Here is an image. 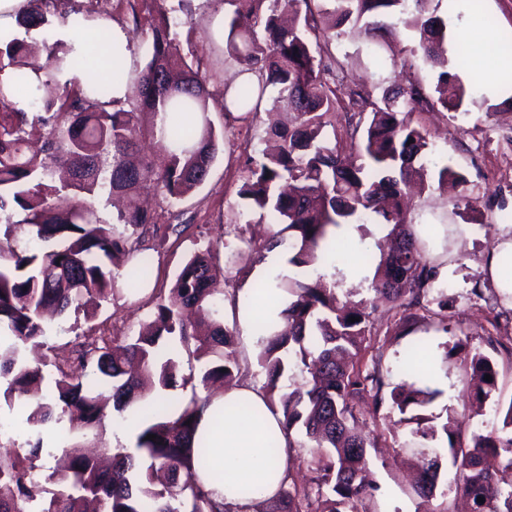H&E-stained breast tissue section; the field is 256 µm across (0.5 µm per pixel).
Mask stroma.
Instances as JSON below:
<instances>
[{"label": "stroma", "mask_w": 512, "mask_h": 512, "mask_svg": "<svg viewBox=\"0 0 512 512\" xmlns=\"http://www.w3.org/2000/svg\"><path fill=\"white\" fill-rule=\"evenodd\" d=\"M182 4L194 33L192 42L204 51L206 59L219 70L222 80L210 85L208 105L219 136L218 154L205 183L183 200L174 202L144 187L141 198L148 202L156 221L143 242L146 255L153 261L150 282L136 288L119 281L108 303L94 320L83 313H69L62 320L61 331L46 338L57 358L71 354L72 340L78 335H110L127 337L131 329L146 320L152 298L168 290L182 264L195 252L213 245L220 250L224 268V295L232 297L245 288L238 278L233 259L239 242L229 234V225L239 220L245 203L237 196L247 156L261 152L266 143L268 111L277 94L267 88L262 105L248 120L233 121L224 116V80L238 74L237 62L224 52L222 41L216 40L212 21L216 15L232 19V9L217 0H112L107 10H98L93 19L108 28L118 24L131 41L135 62H142L150 32L135 27L133 18L147 11H159ZM439 15L448 22V59L450 68L462 78L465 103L457 112H416L415 125L430 131L434 151L428 164L432 190L415 197L408 215L415 224H446L450 230L445 248L448 252V274L438 280L453 306L448 311L447 331L436 332L430 344L438 357L439 368L448 378L447 402H435L430 412H442L463 420L469 429H485L488 416L473 415L464 392L467 379L466 355L488 352L487 337H498L501 349L494 352L499 364V389L503 397L512 396V300L500 293L483 269L505 212H512V66L495 74L494 90L486 88L468 67L461 65L463 36L474 27H482L484 35L501 40L512 35V0H441ZM336 67V88L348 86L381 96L393 81L392 67H379L370 59V41L365 37H342L332 42ZM451 166L466 182L458 187L437 188L438 170ZM480 295H473V288ZM399 309L379 304L374 318V333L384 355V363L399 368L404 360L408 338L401 334ZM362 427L374 436L377 445L369 449V475L377 491L369 512H441L450 503L446 491L454 479L449 464L440 469V493L430 500L420 499L414 482L421 465L419 448L409 445L411 428L399 423L389 407L372 411L364 407Z\"/></svg>", "instance_id": "35a3bbf8"}]
</instances>
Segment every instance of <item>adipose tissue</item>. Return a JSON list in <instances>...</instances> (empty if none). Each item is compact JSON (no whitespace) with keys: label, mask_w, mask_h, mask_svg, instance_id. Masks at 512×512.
<instances>
[{"label":"adipose tissue","mask_w":512,"mask_h":512,"mask_svg":"<svg viewBox=\"0 0 512 512\" xmlns=\"http://www.w3.org/2000/svg\"><path fill=\"white\" fill-rule=\"evenodd\" d=\"M283 300L276 291L264 295L238 294L231 313L237 319L245 349H257L259 321L278 322ZM198 433L208 442L215 467L208 477L223 492L225 505L235 512H253L257 502L275 498L288 468L292 436L268 408L267 398L249 377L225 388L207 407ZM277 439L268 448V436Z\"/></svg>","instance_id":"adipose-tissue-1"}]
</instances>
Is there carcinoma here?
Segmentation results:
<instances>
[{
	"label": "carcinoma",
	"mask_w": 512,
	"mask_h": 512,
	"mask_svg": "<svg viewBox=\"0 0 512 512\" xmlns=\"http://www.w3.org/2000/svg\"><path fill=\"white\" fill-rule=\"evenodd\" d=\"M266 1L257 21L260 30L241 33L230 24L225 52L243 71L257 73L258 82L224 87V110L256 112L273 86V107L295 114L293 124L270 128L275 148L248 159L237 190L260 219L279 225L238 272L248 277L253 264L279 248L288 252L289 265L307 273L303 279L278 274L254 287L258 294L271 287L288 294L282 325L259 324L263 340L257 363L271 410L281 412L288 431L304 435L299 447L309 449L312 459L309 483L282 481L273 512H367L375 488L365 483L363 472L367 448L375 441L358 431V416L361 404L377 412L386 402L400 414L399 422L416 425L413 437L446 436L454 491L467 500L470 512H512V398L491 400L499 375L495 361L482 353L473 357L468 389V398L479 404L492 401L490 428L470 432L450 417L436 423V416L418 409L432 404L439 391L414 381L421 374L416 360L425 356L426 339L408 346L401 373L411 381L392 383L391 370L375 351L372 312L340 299L324 273L339 256L330 228H359L373 217L391 228L394 243L379 248L371 290L402 310L404 335L448 331V296L435 286L437 274L411 231L404 200L411 182L424 180L425 167L416 162L431 149L430 134L413 124L411 114L457 112L463 104L465 88L448 71L447 23L431 7L434 0H331L325 28L318 26L312 0L224 3L238 15L255 14ZM55 2L28 0L18 26L41 28L51 16L69 23L70 12L51 8ZM395 15L414 37L410 56L438 70L436 83L427 88L412 77L413 64L406 58L375 54L376 64L388 60L400 68V79L379 98L350 89L356 111L348 127L360 138L362 153L359 161L345 165L324 135L338 105L331 86L336 77L331 41L357 29L390 51L383 34ZM145 22L151 42L144 65L133 70L139 99L130 109L112 97V78L86 85L72 72L116 67L130 44L105 37L97 51L76 53L46 40L45 63L35 68L26 61L25 40L0 39V71L13 73L10 85L0 84V379L7 383L8 401L28 400L30 429L22 445L0 443V512H86L89 501L97 512H232L204 482L211 457L195 434L207 399L193 398L175 410L157 407L135 447L113 449L105 469L76 441L100 426L104 392L111 393L113 409L122 414L137 402L143 381L160 390L178 386L172 350L161 345L165 336L178 339L202 363L204 388L240 371L228 351L233 333L222 322L213 323L210 338H196L198 324L223 307L224 290L215 287L218 248L209 246L185 262L168 294L155 297L146 331L112 346L102 336L76 337L73 357L53 362L54 396L42 394L43 368L25 357L27 345L45 344V312L64 318L82 311L92 317L112 296L116 274L107 261L127 256L129 279L149 280L152 264L139 240L153 215L135 202L138 190L151 181L164 198L179 201L206 181L217 155L206 100L218 71L203 68L187 19L163 10ZM157 136L168 143L162 161L130 162L142 142ZM64 192L72 202L59 209L54 199ZM101 192L128 199L110 223L90 202ZM18 239L25 240L21 250L13 245ZM487 375L491 380H484ZM299 376L303 387L279 390ZM48 426L67 428L75 442L55 454L44 445L41 429ZM149 434L156 439H146ZM44 456L55 459L48 474L37 464ZM439 470L437 458L424 459L414 486L418 496H435Z\"/></svg>",
	"instance_id": "obj_1"
}]
</instances>
